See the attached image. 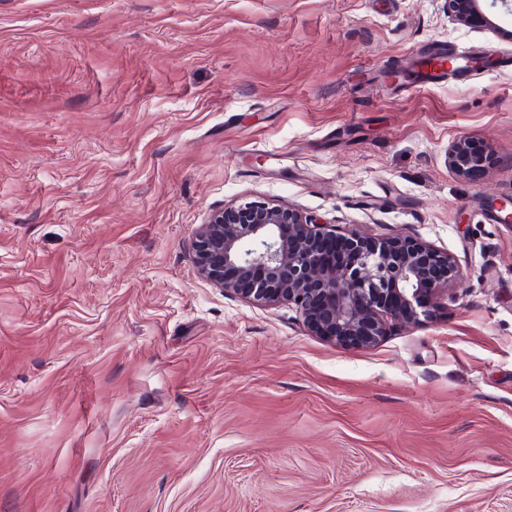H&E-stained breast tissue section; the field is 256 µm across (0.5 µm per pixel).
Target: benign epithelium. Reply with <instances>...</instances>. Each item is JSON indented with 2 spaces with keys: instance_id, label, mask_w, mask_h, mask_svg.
<instances>
[{
  "instance_id": "obj_1",
  "label": "benign epithelium",
  "mask_w": 512,
  "mask_h": 512,
  "mask_svg": "<svg viewBox=\"0 0 512 512\" xmlns=\"http://www.w3.org/2000/svg\"><path fill=\"white\" fill-rule=\"evenodd\" d=\"M512 0H445L455 20L499 35L488 15ZM492 152L459 137L448 165L473 179ZM198 274L214 287L260 304L287 303L320 338L368 347L388 321L415 324L427 307L461 277L453 256L397 233L384 239L341 235L291 205L245 202L212 211L189 245Z\"/></svg>"
}]
</instances>
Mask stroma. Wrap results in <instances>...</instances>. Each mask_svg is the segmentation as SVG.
<instances>
[{
  "label": "stroma",
  "instance_id": "35a3bbf8",
  "mask_svg": "<svg viewBox=\"0 0 512 512\" xmlns=\"http://www.w3.org/2000/svg\"><path fill=\"white\" fill-rule=\"evenodd\" d=\"M507 57L441 0H0V512H512ZM248 201L462 278L324 340L198 275ZM492 163V152L478 148L465 138L459 137L448 147V165L459 176L473 179Z\"/></svg>",
  "mask_w": 512,
  "mask_h": 512
}]
</instances>
